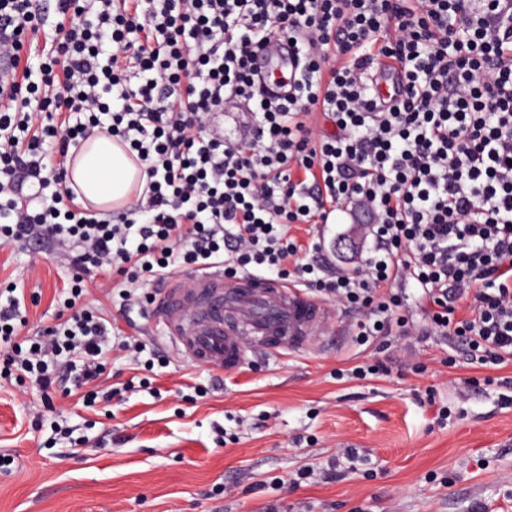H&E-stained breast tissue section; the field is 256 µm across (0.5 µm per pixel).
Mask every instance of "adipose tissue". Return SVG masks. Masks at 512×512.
I'll use <instances>...</instances> for the list:
<instances>
[{"instance_id":"ef3b65f1","label":"adipose tissue","mask_w":512,"mask_h":512,"mask_svg":"<svg viewBox=\"0 0 512 512\" xmlns=\"http://www.w3.org/2000/svg\"><path fill=\"white\" fill-rule=\"evenodd\" d=\"M69 176L85 199L103 209H121L130 202L145 176L141 167L112 138L98 135L83 145Z\"/></svg>"}]
</instances>
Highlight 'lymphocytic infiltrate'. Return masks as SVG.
Returning a JSON list of instances; mask_svg holds the SVG:
<instances>
[{"mask_svg":"<svg viewBox=\"0 0 512 512\" xmlns=\"http://www.w3.org/2000/svg\"><path fill=\"white\" fill-rule=\"evenodd\" d=\"M52 17L48 52L31 56ZM277 37L301 72L271 100L251 58ZM380 57L403 71L391 103L376 93ZM0 60V240L68 249L72 298L104 270L133 284L179 262L229 278L284 277L293 262L301 286L362 310L361 342L406 328L404 282L468 363L512 360V0H0ZM227 106L250 116L251 142L213 123ZM316 112L335 136L316 137ZM102 133L146 176L112 220L68 184L70 157ZM352 202L373 217L362 262L299 263L290 225ZM25 324L7 293L8 366L46 392L97 384L110 320L78 310L26 349Z\"/></svg>","mask_w":512,"mask_h":512,"instance_id":"lymphocytic-infiltrate-1","label":"lymphocytic infiltrate"}]
</instances>
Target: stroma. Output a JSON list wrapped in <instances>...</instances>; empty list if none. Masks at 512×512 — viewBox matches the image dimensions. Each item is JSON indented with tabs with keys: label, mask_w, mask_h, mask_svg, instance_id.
<instances>
[{
	"label": "stroma",
	"mask_w": 512,
	"mask_h": 512,
	"mask_svg": "<svg viewBox=\"0 0 512 512\" xmlns=\"http://www.w3.org/2000/svg\"><path fill=\"white\" fill-rule=\"evenodd\" d=\"M289 233L300 262L342 269L371 245L350 212ZM351 234L357 250L337 249ZM70 275L67 253L0 244V289L25 295L21 338L70 316ZM155 288L128 296L105 272L85 291L84 305L112 319L110 403L0 374V512H512V362L492 386L487 369L448 366L416 290L395 336L359 344V313L332 300L314 352H256L217 373L171 350L145 300ZM365 363L382 369L352 377ZM347 448L360 475L344 474Z\"/></svg>",
	"instance_id": "1"
}]
</instances>
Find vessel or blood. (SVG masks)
Here are the masks:
<instances>
[{"label": "vessel or blood", "mask_w": 512, "mask_h": 512, "mask_svg": "<svg viewBox=\"0 0 512 512\" xmlns=\"http://www.w3.org/2000/svg\"><path fill=\"white\" fill-rule=\"evenodd\" d=\"M254 67L272 75L268 94L287 92L295 72L287 38L272 39L258 51ZM376 85L386 100L404 90L400 72L388 61L380 65ZM152 315L185 359L228 372L255 350L278 355L308 350L328 319L326 308L301 289L250 273L229 281L219 267L197 273L189 287L170 277L155 297Z\"/></svg>", "instance_id": "vessel-or-blood-1"}]
</instances>
